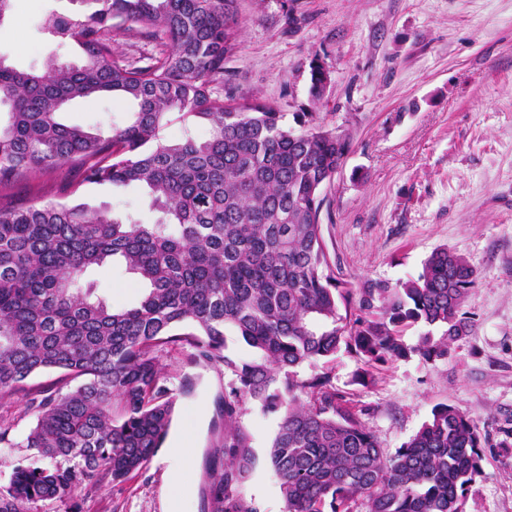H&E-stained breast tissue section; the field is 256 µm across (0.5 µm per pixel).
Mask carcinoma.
Listing matches in <instances>:
<instances>
[{
  "mask_svg": "<svg viewBox=\"0 0 512 512\" xmlns=\"http://www.w3.org/2000/svg\"><path fill=\"white\" fill-rule=\"evenodd\" d=\"M89 2L78 18L39 21L82 49L81 64L49 56L28 73L0 61V192L66 167L83 182L142 186L160 218L127 223L107 206L65 200L0 204V400L34 374L64 373L39 403L26 437L33 456L0 488V512L68 498L85 482L121 483L146 465L168 434L175 394L194 387L189 377L176 393L160 383L157 354L174 348L231 375L207 512H255L241 497L256 462L239 423L245 399L280 414L269 461L287 512H466L483 474L476 421L438 404L388 454L333 369L348 354L358 363L352 383L366 387L389 361L448 359L475 327L463 307L476 269L443 247L394 286L344 278L325 249L321 186L350 136L315 112L294 113L290 126L270 103L213 94L240 44L237 0ZM116 25L153 52H114ZM94 95L134 109L106 136L60 122L66 105ZM174 114L205 123L207 136L188 124L164 137ZM116 258L146 285L133 308L83 283ZM415 324L429 331L408 346L401 332ZM228 327L255 357L226 354ZM304 365L316 372L300 376Z\"/></svg>",
  "mask_w": 512,
  "mask_h": 512,
  "instance_id": "cac0c4a2",
  "label": "carcinoma"
}]
</instances>
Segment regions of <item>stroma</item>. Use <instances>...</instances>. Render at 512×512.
<instances>
[{
    "label": "stroma",
    "instance_id": "35a3bbf8",
    "mask_svg": "<svg viewBox=\"0 0 512 512\" xmlns=\"http://www.w3.org/2000/svg\"><path fill=\"white\" fill-rule=\"evenodd\" d=\"M79 0H12L0 21V59L27 72L47 56L74 63V43L59 44L38 28L48 12L75 15ZM242 34L224 65L221 97L268 102L285 115L317 112L329 130L348 132L351 149L323 189L326 249L354 287L415 276L431 252L464 254L478 278L464 309L477 324L447 360L419 356L378 366L374 384L353 385L358 368L347 354L335 363L337 388L356 393L363 420L387 450L407 441L432 408L448 403L472 416L482 437L497 445L512 430V0H238ZM330 82L320 100L310 94L313 66ZM128 102L94 96L77 101L63 120L109 131L123 123ZM110 206L145 224L158 214L137 187L82 183L73 197ZM99 296L130 308L145 289L121 263L89 269ZM178 396L168 442L196 450L184 477L195 492L193 512H205L206 454L223 431L221 365H192L186 352L159 358ZM58 372L39 373L1 410L12 428L0 443V486L31 451L24 439L36 421L34 399L55 385ZM279 416L244 401L241 424L250 432L255 469L242 488L257 512H284L285 501L267 462ZM165 452L121 483L82 485L64 500L24 504L21 512H165L170 486ZM484 474L468 512H512V460L486 454Z\"/></svg>",
    "mask_w": 512,
    "mask_h": 512
}]
</instances>
